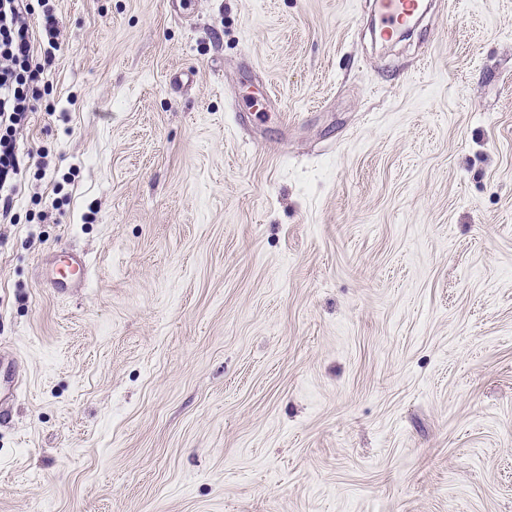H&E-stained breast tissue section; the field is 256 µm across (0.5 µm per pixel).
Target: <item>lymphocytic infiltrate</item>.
Masks as SVG:
<instances>
[{"label": "lymphocytic infiltrate", "mask_w": 512, "mask_h": 512, "mask_svg": "<svg viewBox=\"0 0 512 512\" xmlns=\"http://www.w3.org/2000/svg\"><path fill=\"white\" fill-rule=\"evenodd\" d=\"M29 0H0V217H8L16 181L25 165L45 168L40 151L21 153L18 136L41 97L48 57L37 47Z\"/></svg>", "instance_id": "1"}]
</instances>
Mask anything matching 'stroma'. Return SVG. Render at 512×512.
I'll use <instances>...</instances> for the list:
<instances>
[{"label":"stroma","mask_w":512,"mask_h":512,"mask_svg":"<svg viewBox=\"0 0 512 512\" xmlns=\"http://www.w3.org/2000/svg\"><path fill=\"white\" fill-rule=\"evenodd\" d=\"M428 2L35 6L0 512H512V0ZM421 0H380L377 1L380 24L378 33L381 39L396 38L403 30L412 27L420 12ZM66 270V275L59 270L58 277H53L47 282V288L57 293H64L68 288H77L88 280V264L85 258L70 256L66 262Z\"/></svg>","instance_id":"1"}]
</instances>
